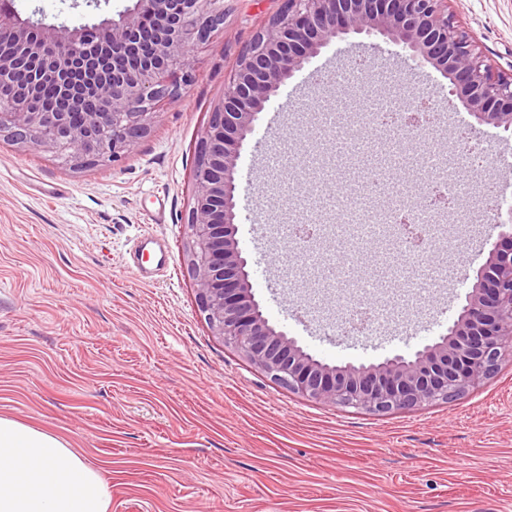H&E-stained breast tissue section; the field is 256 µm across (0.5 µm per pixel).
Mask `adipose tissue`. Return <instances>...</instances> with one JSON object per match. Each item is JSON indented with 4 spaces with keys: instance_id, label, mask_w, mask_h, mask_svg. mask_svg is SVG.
<instances>
[{
    "instance_id": "ef3b65f1",
    "label": "adipose tissue",
    "mask_w": 512,
    "mask_h": 512,
    "mask_svg": "<svg viewBox=\"0 0 512 512\" xmlns=\"http://www.w3.org/2000/svg\"><path fill=\"white\" fill-rule=\"evenodd\" d=\"M98 472L59 436L0 417V512H108Z\"/></svg>"
}]
</instances>
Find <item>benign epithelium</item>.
<instances>
[{"label":"benign epithelium","mask_w":512,"mask_h":512,"mask_svg":"<svg viewBox=\"0 0 512 512\" xmlns=\"http://www.w3.org/2000/svg\"><path fill=\"white\" fill-rule=\"evenodd\" d=\"M224 24V0H135L116 19L39 27L0 8V134L61 152L77 166L134 149L157 104L187 81L195 47ZM379 33L440 70L479 123L512 131V73L494 71L454 25L448 0H281L241 52L196 147L188 216L190 266L214 335L276 383L313 400L378 413L457 400L491 375L512 345V212L448 335L413 357L331 366L271 326L252 292L234 234L235 173L247 135L279 90L320 50L349 33ZM56 88L62 109L39 101Z\"/></svg>","instance_id":"benign-epithelium-1"}]
</instances>
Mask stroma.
Here are the masks:
<instances>
[{
  "label": "stroma",
  "mask_w": 512,
  "mask_h": 512,
  "mask_svg": "<svg viewBox=\"0 0 512 512\" xmlns=\"http://www.w3.org/2000/svg\"><path fill=\"white\" fill-rule=\"evenodd\" d=\"M134 0H13L21 19L97 24ZM280 0H224V26L195 50L196 65L166 98L148 133L113 161L73 167L58 154L0 136V416L50 431L99 473L109 512H512V351L453 402L373 413L323 404L275 383L212 333L189 267L194 149L238 56ZM456 25L486 60L512 70V0H450ZM360 53L377 70L348 86L311 85L308 69ZM443 105L445 125L400 144L408 163L394 191L420 200L422 170L475 147L512 154V132L479 123L449 80L386 37L352 33L331 43L281 86L241 152L236 238L264 316L305 351L337 366L413 355L457 319L492 247L481 224L439 211L432 245L408 265L415 306L391 283L398 259L385 234L329 241L324 259L358 255L349 277L323 288L286 253L288 194L336 197L299 163L323 112L347 106L346 128L373 100L403 96ZM167 245L166 273L140 277V238ZM362 296L387 316L370 334L336 329V299Z\"/></svg>",
  "instance_id": "35a3bbf8"
}]
</instances>
